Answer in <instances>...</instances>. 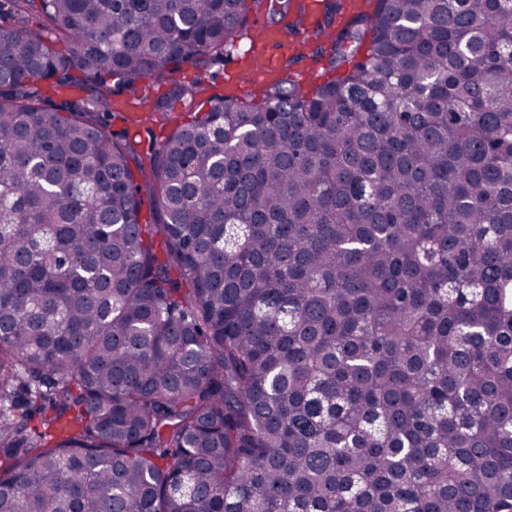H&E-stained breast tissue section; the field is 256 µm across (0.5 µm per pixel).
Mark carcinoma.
<instances>
[{
    "mask_svg": "<svg viewBox=\"0 0 512 512\" xmlns=\"http://www.w3.org/2000/svg\"><path fill=\"white\" fill-rule=\"evenodd\" d=\"M322 2L0 0V512H512V0ZM260 19L270 26H279L277 16L261 11L250 12L247 35L236 41V47L230 53H225L222 58L214 59L198 67H186L180 71L176 78L180 81H197L201 86L208 89L205 97L212 94H228L227 87L231 82H236L241 87L238 95L251 91L258 80V73L254 70H241L239 68L238 56L242 55L250 46V39L255 40L258 28L255 26L256 19ZM287 42L288 37H286L280 30L271 28H263L256 40V43L260 46L263 52V57L268 54L271 61V69L269 71L271 72V75H284L275 67L274 62L277 58V51L282 49ZM175 112L166 122L148 120L144 117L145 112H140L142 118L138 121L131 120V113L126 111L112 112L109 119L110 130L115 138L122 139L125 135L135 139L139 144L138 151L142 154H148L151 147L156 146L163 137L173 129L178 122L187 119L188 114ZM165 123V124H162ZM164 125V126H163Z\"/></svg>",
    "mask_w": 512,
    "mask_h": 512,
    "instance_id": "carcinoma-1",
    "label": "carcinoma"
}]
</instances>
